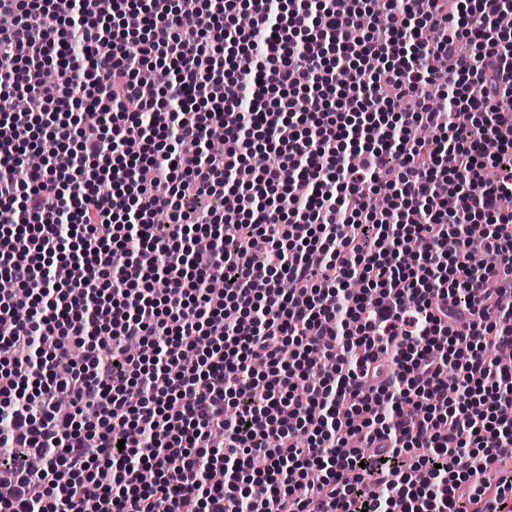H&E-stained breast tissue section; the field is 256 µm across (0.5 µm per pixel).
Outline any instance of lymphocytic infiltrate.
<instances>
[{
    "mask_svg": "<svg viewBox=\"0 0 512 512\" xmlns=\"http://www.w3.org/2000/svg\"><path fill=\"white\" fill-rule=\"evenodd\" d=\"M508 12L0 0V512H512Z\"/></svg>",
    "mask_w": 512,
    "mask_h": 512,
    "instance_id": "obj_1",
    "label": "lymphocytic infiltrate"
}]
</instances>
